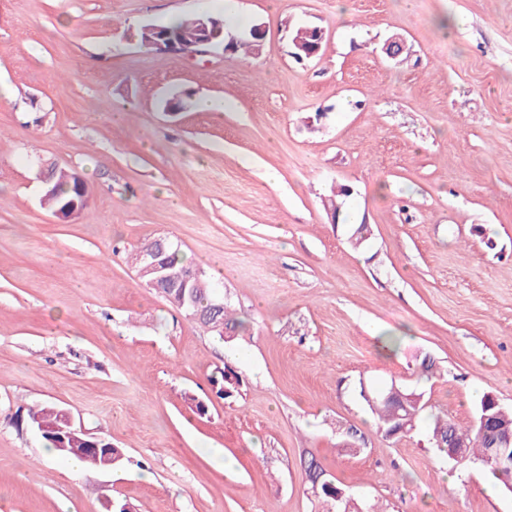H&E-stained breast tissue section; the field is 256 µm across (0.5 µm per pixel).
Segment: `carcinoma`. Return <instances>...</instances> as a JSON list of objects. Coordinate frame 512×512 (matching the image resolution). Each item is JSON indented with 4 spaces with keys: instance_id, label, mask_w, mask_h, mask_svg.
<instances>
[{
    "instance_id": "obj_1",
    "label": "carcinoma",
    "mask_w": 512,
    "mask_h": 512,
    "mask_svg": "<svg viewBox=\"0 0 512 512\" xmlns=\"http://www.w3.org/2000/svg\"><path fill=\"white\" fill-rule=\"evenodd\" d=\"M203 13L186 15L180 18L177 25L169 27L159 25V30H153V25L142 26L138 32V41L147 49H153L152 42L160 37L168 40H191L196 36V19ZM210 46L231 48V54L235 55L242 49H248L253 53L260 51V42L254 37L253 30L244 32L237 40H225L224 21L217 18L209 27ZM49 177L52 191L43 194V201L48 204L54 214L65 213L66 205L72 201L78 202L82 208H88V201L83 199V183L75 176V171L50 166ZM155 255L160 264V269L146 268L145 259ZM133 264L137 268L140 278L147 284H153L161 296L173 307L193 315V321L204 331L224 339V331L231 333L243 327V322L236 319L229 306H224L218 316L210 315V308L220 297V293L213 287L210 278L201 276L200 279L191 282V288L186 290L190 295L192 305H183L180 301V294L177 289V281L169 278L172 273H182L190 268L178 249V246L169 242L161 245V241L154 240L141 247L133 255ZM212 383L219 386V394L228 399L239 393L242 386L241 376L229 367H224L220 375L212 377ZM371 411L377 416L378 430L387 438L395 436H407L417 427L419 416L424 408V402L407 403V407L395 408L394 405L384 402H373L366 400ZM59 410L52 405H40L28 410V424L39 420L55 421L58 418ZM453 436L458 444L462 445L463 462L478 460L485 464L490 475L498 478L502 487L512 485V470L496 467L492 463L485 462L492 447L491 435L481 428V425L474 421L467 427L457 425L450 419H438L433 423L431 430V443L438 448L446 444L448 436ZM47 447L54 449L58 455L71 458L76 457L91 468L116 469L123 465L124 455L117 454V449L92 450L94 444L104 445L99 437L87 435L82 441H70L66 444H59V441L52 437H44ZM307 478L310 479V488L313 490V497L323 502H328L331 508L327 512H336L334 505L336 501L331 498L330 492L324 489L323 481L325 470L316 458H311L306 467Z\"/></svg>"
}]
</instances>
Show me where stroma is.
Listing matches in <instances>:
<instances>
[{
  "instance_id": "obj_1",
  "label": "stroma",
  "mask_w": 512,
  "mask_h": 512,
  "mask_svg": "<svg viewBox=\"0 0 512 512\" xmlns=\"http://www.w3.org/2000/svg\"><path fill=\"white\" fill-rule=\"evenodd\" d=\"M205 2L0 0V512H323L313 456L362 512H512L429 435L487 393L512 408V0H238L259 54L140 47ZM299 26L327 36L303 62ZM41 159L81 174L80 217L42 204ZM160 238L223 290L233 342L140 279L129 256ZM393 383L426 400L399 439L359 395ZM36 404L123 466L70 470ZM220 377L215 375L212 377V383L219 385V394L224 396L225 399L232 398L235 394L239 393L242 386L241 376L233 371L228 366H224V370L217 371ZM232 376V378H230Z\"/></svg>"
}]
</instances>
